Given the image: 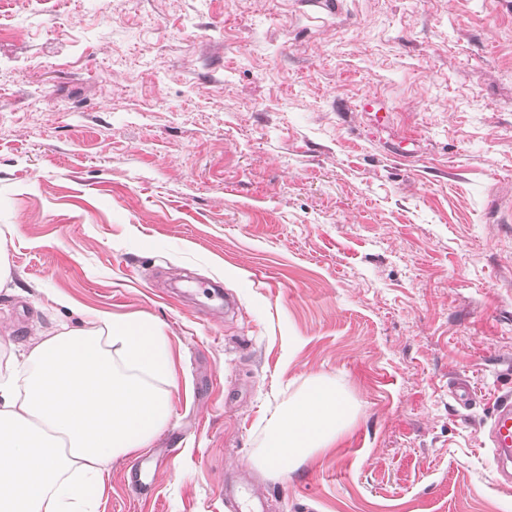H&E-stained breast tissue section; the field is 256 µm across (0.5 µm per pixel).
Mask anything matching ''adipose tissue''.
<instances>
[{
    "label": "adipose tissue",
    "instance_id": "ef3b65f1",
    "mask_svg": "<svg viewBox=\"0 0 512 512\" xmlns=\"http://www.w3.org/2000/svg\"><path fill=\"white\" fill-rule=\"evenodd\" d=\"M173 378L158 322L101 313L61 322L0 371V512H98L113 459L150 447L169 423ZM357 415L335 383L312 378L265 421L255 463L295 469L332 448Z\"/></svg>",
    "mask_w": 512,
    "mask_h": 512
}]
</instances>
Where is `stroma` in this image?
<instances>
[{"label": "stroma", "mask_w": 512, "mask_h": 512, "mask_svg": "<svg viewBox=\"0 0 512 512\" xmlns=\"http://www.w3.org/2000/svg\"><path fill=\"white\" fill-rule=\"evenodd\" d=\"M1 27L0 342L108 312L174 359L171 420L98 512H244L230 477L265 512H512L487 437L512 394V0H0ZM316 376L356 421L257 469Z\"/></svg>", "instance_id": "stroma-1"}]
</instances>
